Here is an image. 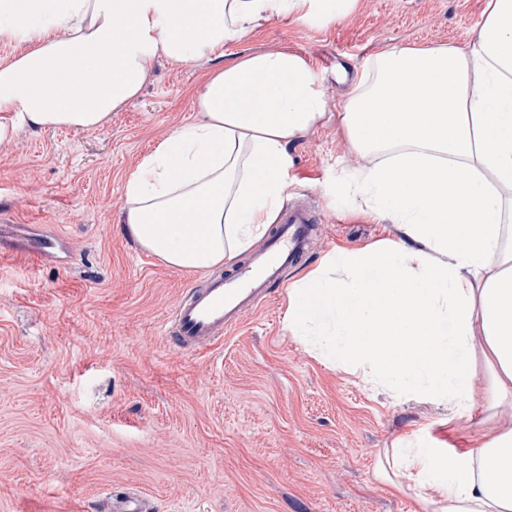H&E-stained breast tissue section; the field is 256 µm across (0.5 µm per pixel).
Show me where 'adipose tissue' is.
<instances>
[{
    "instance_id": "ef3b65f1",
    "label": "adipose tissue",
    "mask_w": 512,
    "mask_h": 512,
    "mask_svg": "<svg viewBox=\"0 0 512 512\" xmlns=\"http://www.w3.org/2000/svg\"><path fill=\"white\" fill-rule=\"evenodd\" d=\"M327 11L326 0H0V41L18 46L0 63V145L104 125L156 58L210 63L195 120L129 174L120 228L174 268L229 264L276 222L288 146L329 106L301 53L261 48L226 65L224 47ZM335 117L351 149L380 157L337 188L398 236L307 275L289 331L331 366L462 416L479 395L489 410L511 400L512 0H487L468 48L375 56ZM375 476L421 512H512V422L462 454L398 441Z\"/></svg>"
}]
</instances>
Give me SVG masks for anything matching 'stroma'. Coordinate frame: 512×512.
Here are the masks:
<instances>
[{
  "mask_svg": "<svg viewBox=\"0 0 512 512\" xmlns=\"http://www.w3.org/2000/svg\"><path fill=\"white\" fill-rule=\"evenodd\" d=\"M486 0H355L344 16L271 20L224 48L303 54L339 112L368 60L395 46L468 48ZM202 64L159 58L140 96L93 130L23 132L0 146V512H109L136 490L152 512H414L373 477L413 435L472 448L486 426L415 392L332 367L285 327L290 290L341 250L395 229L336 191L376 163L335 121L289 148L288 202L321 216L285 290L200 352L173 346L177 301L203 271L175 269L119 227L128 174L196 116ZM59 240L56 256L16 242Z\"/></svg>",
  "mask_w": 512,
  "mask_h": 512,
  "instance_id": "35a3bbf8",
  "label": "stroma"
}]
</instances>
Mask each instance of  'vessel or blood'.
<instances>
[{"label": "vessel or blood", "mask_w": 512, "mask_h": 512, "mask_svg": "<svg viewBox=\"0 0 512 512\" xmlns=\"http://www.w3.org/2000/svg\"><path fill=\"white\" fill-rule=\"evenodd\" d=\"M319 221L307 206L286 207L262 249L234 272L207 277L205 287L190 289L177 302L168 334L181 348L196 351L237 328L285 287L289 269L307 253Z\"/></svg>", "instance_id": "vessel-or-blood-1"}]
</instances>
